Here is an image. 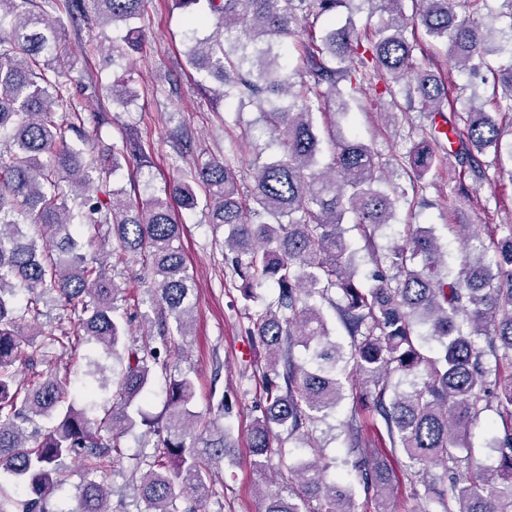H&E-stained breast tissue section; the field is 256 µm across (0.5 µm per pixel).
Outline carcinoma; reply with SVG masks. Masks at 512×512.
Segmentation results:
<instances>
[{
  "label": "carcinoma",
  "mask_w": 512,
  "mask_h": 512,
  "mask_svg": "<svg viewBox=\"0 0 512 512\" xmlns=\"http://www.w3.org/2000/svg\"><path fill=\"white\" fill-rule=\"evenodd\" d=\"M147 0H91L102 25L140 18ZM187 20V63L220 82L218 98L249 103L276 135L279 156L253 163L254 183L240 191L238 141L224 155L198 162L194 183L173 182L165 194L181 207L198 206L194 185L206 194L208 223L224 229V260L246 301L253 287L270 283L273 301L250 318L247 334L267 352L262 367L265 404L249 435L254 466L267 468L273 429L318 452L315 424L336 414L348 398L357 407L342 426L349 457L365 498L386 503L393 494L391 462L406 458L407 479L439 512H512V229L491 242L464 235L466 249L453 263L431 225L409 227L404 242L376 243L394 221L407 189L386 178L388 162L370 146L332 133L345 104L340 83L401 86L407 103L428 117L442 116L448 88L429 67L442 52L454 67L482 83L493 79L492 105L460 102L447 133L424 136L400 168L415 181L455 159L474 182L487 179L483 156H502V122L512 125V61L498 69L487 57L494 34L482 19L487 0H375L373 29L348 21L316 40L312 15L336 12L352 0H171ZM33 0H0V512H62L49 507L67 462H81L92 476L78 490L76 512H112L109 491L94 480L107 471L140 475L136 496L143 512H195L186 506L215 495L212 469L233 445L224 425L193 410L194 379L172 373L171 352L191 333L193 277L180 246L181 225L168 200L142 202L121 189L90 193L106 183L123 160L150 164L145 144L126 139L121 148L86 158L71 135L82 133L67 71L74 59L59 49L56 24L33 9ZM215 25L213 34L199 30ZM130 28L112 41V102L130 101L128 55L142 46ZM293 40L295 74L279 59ZM326 119L332 151L321 165L315 115ZM35 224L31 235L25 226ZM77 224H106L112 266L132 260L150 268L148 289L157 332L125 345L139 303L102 261L86 252ZM355 230L371 251L372 282L359 279ZM62 310L43 329L42 306ZM124 305H118V302ZM329 303L350 338L349 349L331 339L321 305ZM47 341L38 342L36 337ZM112 360V376L88 358L77 399L69 397L70 369L53 368L49 347L77 351L83 342ZM435 342L436 355L426 346ZM45 364L48 370L36 367ZM32 369L17 383L18 366ZM165 377L163 423L152 451L125 455L123 438L143 417L155 370ZM493 409L502 431L489 447L498 465L487 469L464 450L483 412ZM380 418L386 453L366 446L365 417ZM47 420L37 435L28 425ZM440 468L447 484L431 472ZM291 478L268 490L263 512H358L352 490L324 477L320 459L287 465ZM22 484L19 500L4 484Z\"/></svg>",
  "instance_id": "cac0c4a2"
}]
</instances>
